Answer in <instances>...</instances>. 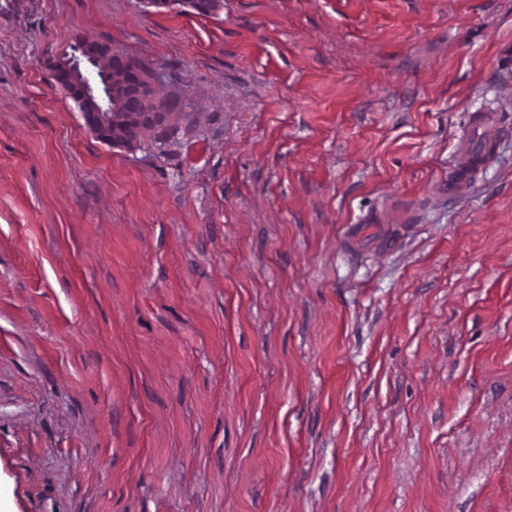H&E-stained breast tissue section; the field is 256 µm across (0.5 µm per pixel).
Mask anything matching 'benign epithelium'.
<instances>
[{
	"instance_id": "obj_1",
	"label": "benign epithelium",
	"mask_w": 512,
	"mask_h": 512,
	"mask_svg": "<svg viewBox=\"0 0 512 512\" xmlns=\"http://www.w3.org/2000/svg\"><path fill=\"white\" fill-rule=\"evenodd\" d=\"M84 51L95 61L107 65L118 75L114 86L112 108L106 112L89 91L73 65L59 57L52 61L50 76L77 105L88 131L103 143L133 147L144 133L166 125L173 117L171 102L156 98L154 82L157 73L144 60L127 53L109 50L110 44L82 35Z\"/></svg>"
}]
</instances>
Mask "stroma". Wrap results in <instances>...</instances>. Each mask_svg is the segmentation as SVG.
Returning <instances> with one entry per match:
<instances>
[{
    "mask_svg": "<svg viewBox=\"0 0 512 512\" xmlns=\"http://www.w3.org/2000/svg\"><path fill=\"white\" fill-rule=\"evenodd\" d=\"M223 2L0 0V512H512V0ZM84 51L95 61L107 65L108 71L118 74L112 102L102 100L104 111L89 91L72 63L59 57L52 61L50 76L55 87L61 88L77 105L88 131L103 143L118 147L138 145L145 132L166 125L175 112L170 101L156 98L154 82L157 73L144 60L127 53H116L108 43L83 34ZM494 143V136L488 135L472 147L466 143L463 144L462 159L448 175L449 199H455L467 190L475 172L492 157Z\"/></svg>",
    "mask_w": 512,
    "mask_h": 512,
    "instance_id": "35a3bbf8",
    "label": "stroma"
}]
</instances>
